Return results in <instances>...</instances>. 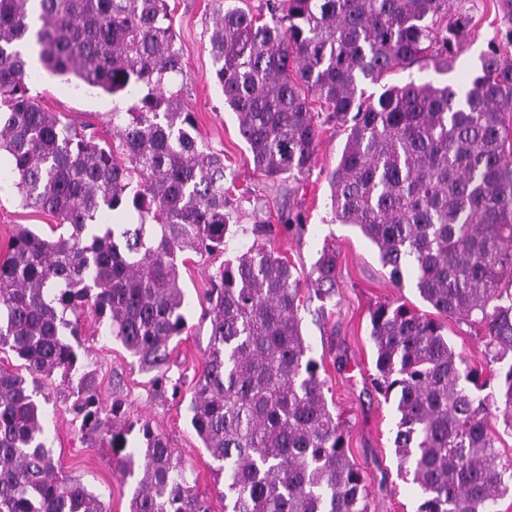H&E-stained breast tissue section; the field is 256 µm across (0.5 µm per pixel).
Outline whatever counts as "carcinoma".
<instances>
[{"instance_id": "carcinoma-1", "label": "carcinoma", "mask_w": 512, "mask_h": 512, "mask_svg": "<svg viewBox=\"0 0 512 512\" xmlns=\"http://www.w3.org/2000/svg\"><path fill=\"white\" fill-rule=\"evenodd\" d=\"M458 0H275L270 20L233 6L210 35L214 75L256 171L272 182L310 167L319 115L348 137L329 173L331 209L376 247L397 287L410 278L438 312L484 329L498 367L456 354L440 324L406 303L370 311L375 391L395 399L394 445L409 465L418 512H495L512 490L490 420L512 430V58L490 50L462 83L384 87L363 81L424 62L452 71L468 17ZM166 0H0V151L22 205L67 232L20 226L0 260V512H107L101 496L62 473L44 426L60 380L80 438L113 448L137 431L117 466L135 483L130 512H211L182 459L150 422L102 398L80 358L87 320L120 342L163 391L170 345L187 329L179 265L223 253L241 202L226 196L224 154L199 142L193 114L167 76L182 72ZM34 43L51 72L126 97L112 112L114 147L47 112L30 95ZM120 150L123 160L116 158ZM134 210L137 224L102 222ZM250 247L210 277L209 342L192 379L191 425L220 462L224 512H369L365 479L309 355L301 279L253 225ZM336 250L308 276L336 288Z\"/></svg>"}]
</instances>
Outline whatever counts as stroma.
Here are the masks:
<instances>
[{
	"label": "stroma",
	"instance_id": "1",
	"mask_svg": "<svg viewBox=\"0 0 512 512\" xmlns=\"http://www.w3.org/2000/svg\"><path fill=\"white\" fill-rule=\"evenodd\" d=\"M222 2L167 0L175 44L182 56L183 75L177 81L182 89L181 100L195 114L198 139L223 152L225 186L232 194L247 191L265 202L266 218L278 227L272 246L291 261L300 276H307L324 245L335 247L339 255L336 294L331 303L324 305L313 298L310 286H303L305 302L299 311L302 333L312 356L323 365L329 386L327 397L345 423L348 456L366 479L369 512H417L420 491L411 476L400 471L394 447L398 415L392 403L384 401L371 387L375 351L370 340L369 313L375 305L388 301L408 303L426 314L431 308L421 300L411 282L395 286L359 228L340 223L332 213L328 174L339 162L347 137L344 127L333 122L323 125L311 168L299 180L274 188L255 172L238 133L236 117L224 108V96L209 54V36ZM503 2L463 0L471 22L464 51L448 74H438L417 63L386 75L382 83L365 84L366 94L379 96L384 86L409 79L420 83H437L444 78L463 80L473 75L480 55L492 48L512 55V22L503 19ZM29 88L45 110L63 113L78 126L93 124L100 137L111 139L110 118L115 106L111 95L40 68L32 70ZM9 171L10 160L1 153L0 257L6 254L16 225L24 224L45 233L54 221L51 214L22 206ZM283 214L302 216L306 233L299 235L280 228L278 221ZM241 225V232L228 243L224 255L207 261L193 255L180 268L181 283L191 303V331L186 340L174 346L171 361L176 372L186 377H193L201 369L208 343L207 327L201 317L208 307L209 276L224 260L234 258L253 242L252 217L244 216ZM435 319L442 322L456 352L468 363L486 365L485 338L479 326L440 313ZM81 342L89 362L98 371L104 398L119 394L130 419L149 420L196 477L197 489L207 496L211 512H224L219 496L224 480L217 477L216 462L191 426L189 391L184 389L176 395L169 390H153L148 375L133 364L122 345L101 335L93 323H86ZM65 394L62 384H54L46 406L49 446L55 460L63 472L101 494L107 512H129L133 486L122 480L116 467L123 449L90 448L83 444Z\"/></svg>",
	"mask_w": 512,
	"mask_h": 512
}]
</instances>
